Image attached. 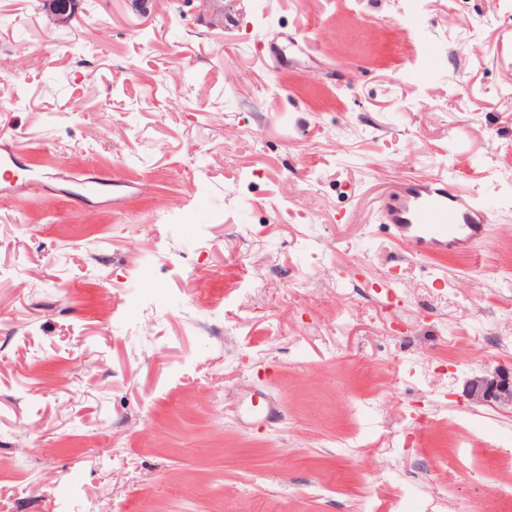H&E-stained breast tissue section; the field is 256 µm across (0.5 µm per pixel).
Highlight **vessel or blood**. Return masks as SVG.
Masks as SVG:
<instances>
[{
    "instance_id": "obj_1",
    "label": "vessel or blood",
    "mask_w": 512,
    "mask_h": 512,
    "mask_svg": "<svg viewBox=\"0 0 512 512\" xmlns=\"http://www.w3.org/2000/svg\"><path fill=\"white\" fill-rule=\"evenodd\" d=\"M14 152L0 155V195L18 192ZM379 222L419 257L467 254L495 221L494 209L478 197L464 198L440 175L411 177L390 188L378 207Z\"/></svg>"
}]
</instances>
